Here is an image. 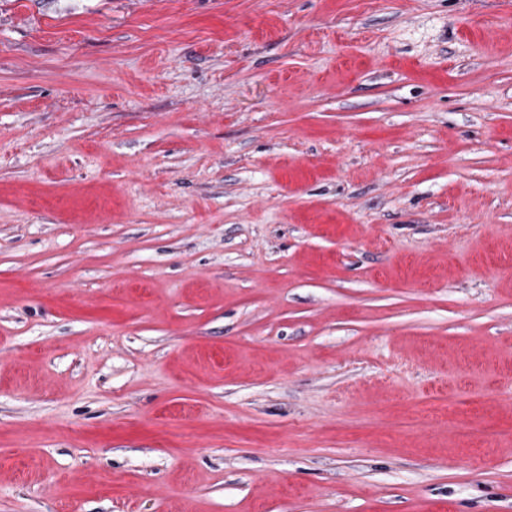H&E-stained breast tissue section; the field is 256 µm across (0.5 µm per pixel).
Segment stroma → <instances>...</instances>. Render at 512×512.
<instances>
[{
	"label": "stroma",
	"instance_id": "obj_1",
	"mask_svg": "<svg viewBox=\"0 0 512 512\" xmlns=\"http://www.w3.org/2000/svg\"><path fill=\"white\" fill-rule=\"evenodd\" d=\"M0 512H512V0H0Z\"/></svg>",
	"mask_w": 512,
	"mask_h": 512
}]
</instances>
